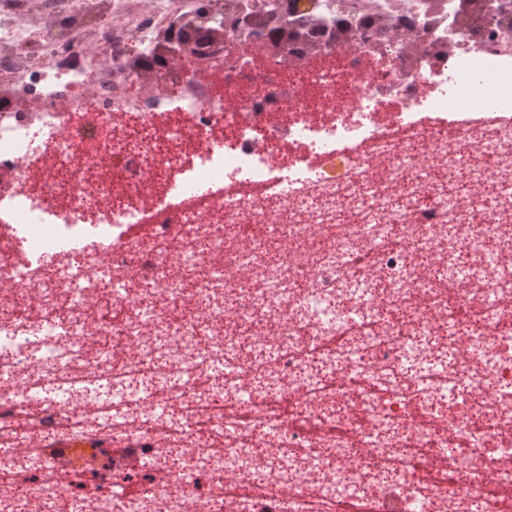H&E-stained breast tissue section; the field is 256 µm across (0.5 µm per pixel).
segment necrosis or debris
Wrapping results in <instances>:
<instances>
[{"mask_svg": "<svg viewBox=\"0 0 512 512\" xmlns=\"http://www.w3.org/2000/svg\"><path fill=\"white\" fill-rule=\"evenodd\" d=\"M327 2L0 0V512H512V38ZM188 2L192 3L194 13L206 23H209L211 25V30L213 31L218 32L220 30H224L226 27H231L238 31L250 34L257 30L253 14L238 13L235 15L224 16L215 13L211 9V5L208 0H188ZM297 14L304 16L303 19L288 18V33L300 40L307 39L310 24L308 21H314V24H323L324 21L316 14L321 7L319 0H299Z\"/></svg>", "mask_w": 512, "mask_h": 512, "instance_id": "obj_1", "label": "necrosis or debris"}]
</instances>
